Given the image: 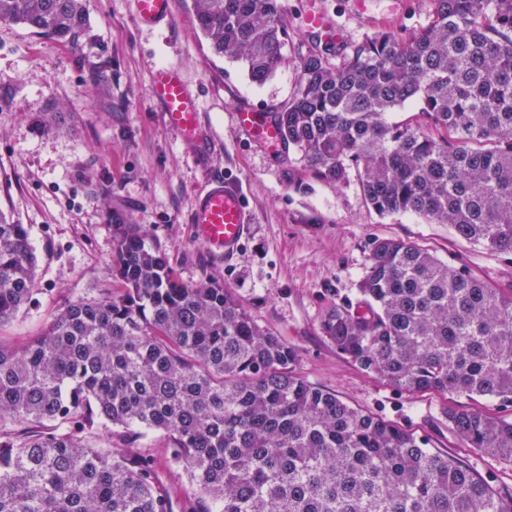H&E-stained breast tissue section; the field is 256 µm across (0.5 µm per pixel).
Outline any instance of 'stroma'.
<instances>
[{"label":"stroma","mask_w":512,"mask_h":512,"mask_svg":"<svg viewBox=\"0 0 512 512\" xmlns=\"http://www.w3.org/2000/svg\"><path fill=\"white\" fill-rule=\"evenodd\" d=\"M288 28L285 62L264 84L242 63L212 55L192 0H175L170 24L138 25L133 0H84L81 50L0 20V213L26 225L36 253L33 298L0 339L39 333L63 300H94L113 284L112 226L140 225L176 276L213 280L262 327L292 347L296 371L349 404L413 430L432 450L459 459L496 490L512 491V465L465 443L448 426L446 403L464 396L401 393L366 375L323 336L326 310L357 297L375 240L417 242L453 266L512 288V255L458 237L446 224L411 215L379 216L357 179L313 177L300 152L249 140L239 107L264 111L296 92L310 43L306 15L318 7L348 43L378 31L400 35L428 24L431 0H281ZM178 65L197 98L211 147L199 151L169 127L150 91L153 71ZM99 71L104 86L90 80ZM55 110L50 131L39 121ZM241 189L252 214L236 255L213 258L190 224L206 178Z\"/></svg>","instance_id":"35a3bbf8"}]
</instances>
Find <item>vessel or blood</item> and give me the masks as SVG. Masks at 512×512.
I'll return each mask as SVG.
<instances>
[{"mask_svg": "<svg viewBox=\"0 0 512 512\" xmlns=\"http://www.w3.org/2000/svg\"><path fill=\"white\" fill-rule=\"evenodd\" d=\"M135 16L143 25L172 19L174 0H134ZM152 96L160 107L164 123L189 143L201 139L204 123L197 101L182 71L172 65L159 66L151 78ZM240 130L267 144L278 141L276 130L257 109H241L235 114ZM197 237L211 256L231 258L238 250L251 222V214L239 189L224 176H210L198 193L190 216Z\"/></svg>", "mask_w": 512, "mask_h": 512, "instance_id": "b4317fda", "label": "vessel or blood"}]
</instances>
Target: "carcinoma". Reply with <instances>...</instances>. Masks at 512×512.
<instances>
[{
	"label": "carcinoma",
	"mask_w": 512,
	"mask_h": 512,
	"mask_svg": "<svg viewBox=\"0 0 512 512\" xmlns=\"http://www.w3.org/2000/svg\"><path fill=\"white\" fill-rule=\"evenodd\" d=\"M407 36L316 40L269 118L309 170L356 175L381 216L413 214L512 254V0H432ZM213 54L263 84L284 63L280 0H193ZM0 19L70 46L82 0H0ZM341 58L333 67L329 57ZM416 105L427 125L391 122ZM28 229L0 213V326L30 301ZM110 288L66 300L38 335L0 340V512H173L151 454L192 487L181 512H512L463 463L350 406L295 369L296 353L224 286L181 282L135 224L112 225ZM354 303L323 335L358 368L410 394L512 404V288L382 239ZM470 448L512 463V418L449 405ZM118 445H97L100 432Z\"/></svg>",
	"instance_id": "carcinoma-1"
}]
</instances>
